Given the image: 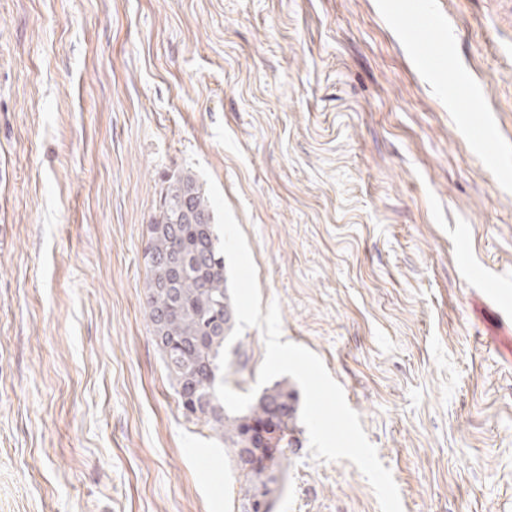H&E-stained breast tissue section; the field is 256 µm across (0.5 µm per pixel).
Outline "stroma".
Returning a JSON list of instances; mask_svg holds the SVG:
<instances>
[{
  "label": "stroma",
  "mask_w": 512,
  "mask_h": 512,
  "mask_svg": "<svg viewBox=\"0 0 512 512\" xmlns=\"http://www.w3.org/2000/svg\"><path fill=\"white\" fill-rule=\"evenodd\" d=\"M196 160L403 512H512V0H0V512H236L144 308ZM295 439L276 512H380Z\"/></svg>",
  "instance_id": "1"
}]
</instances>
